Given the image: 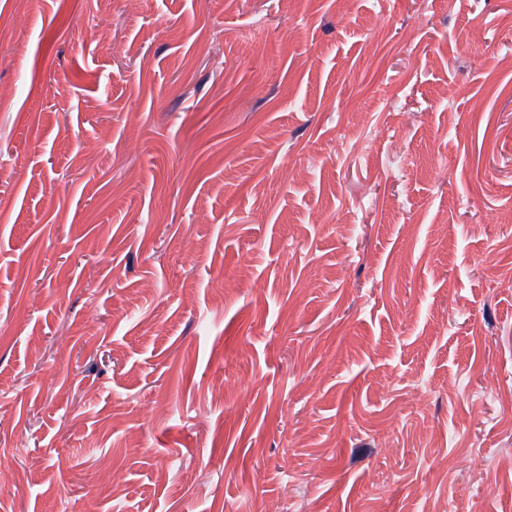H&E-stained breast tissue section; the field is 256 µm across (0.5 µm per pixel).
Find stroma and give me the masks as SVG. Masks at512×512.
<instances>
[{
  "label": "stroma",
  "mask_w": 512,
  "mask_h": 512,
  "mask_svg": "<svg viewBox=\"0 0 512 512\" xmlns=\"http://www.w3.org/2000/svg\"><path fill=\"white\" fill-rule=\"evenodd\" d=\"M509 214L512 0H0V512H512Z\"/></svg>",
  "instance_id": "stroma-1"
}]
</instances>
